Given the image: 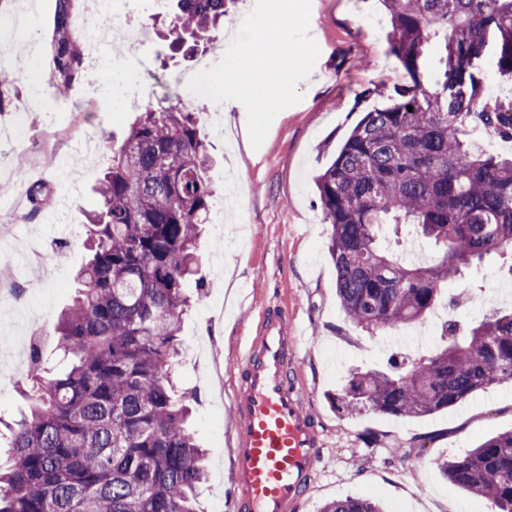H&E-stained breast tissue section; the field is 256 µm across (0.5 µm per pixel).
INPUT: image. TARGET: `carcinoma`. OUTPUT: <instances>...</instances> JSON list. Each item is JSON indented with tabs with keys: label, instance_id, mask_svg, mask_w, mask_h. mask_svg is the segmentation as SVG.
<instances>
[{
	"label": "carcinoma",
	"instance_id": "obj_1",
	"mask_svg": "<svg viewBox=\"0 0 512 512\" xmlns=\"http://www.w3.org/2000/svg\"><path fill=\"white\" fill-rule=\"evenodd\" d=\"M238 0H160L176 50L209 43ZM391 51L411 84L365 113L316 176L336 292L346 317L371 334L423 323L448 284L512 248V154L475 146L472 129L512 143V100L484 95L474 62L493 50L512 77V0H381ZM75 0H56L51 78L67 89L85 61L70 24ZM445 37L441 89L421 82L431 37ZM413 111H408V107ZM200 111L168 99L148 105L111 159L85 225L92 255L53 335L66 368L29 350V410L9 427L0 461V512H197L206 480L190 427L195 390L176 381L179 338L197 274V241L214 191ZM31 214L52 190L28 188ZM406 233L440 248L432 265L406 263L389 239ZM427 358L392 356L353 372L334 396L343 413L419 418L487 386L512 381V308L448 324ZM446 479L512 512V431L442 463ZM321 512H385L345 497Z\"/></svg>",
	"mask_w": 512,
	"mask_h": 512
}]
</instances>
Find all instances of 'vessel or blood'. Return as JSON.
I'll return each instance as SVG.
<instances>
[{
    "instance_id": "vessel-or-blood-1",
    "label": "vessel or blood",
    "mask_w": 512,
    "mask_h": 512,
    "mask_svg": "<svg viewBox=\"0 0 512 512\" xmlns=\"http://www.w3.org/2000/svg\"><path fill=\"white\" fill-rule=\"evenodd\" d=\"M299 353L294 322L267 311L234 367V512H294L314 476L322 443L297 380Z\"/></svg>"
}]
</instances>
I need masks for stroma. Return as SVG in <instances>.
<instances>
[{
	"instance_id": "stroma-1",
	"label": "stroma",
	"mask_w": 512,
	"mask_h": 512,
	"mask_svg": "<svg viewBox=\"0 0 512 512\" xmlns=\"http://www.w3.org/2000/svg\"><path fill=\"white\" fill-rule=\"evenodd\" d=\"M119 20L127 30L122 57L111 65L122 70L135 104L117 112L104 108L105 96L84 70L68 96L52 81L42 87L55 109L26 111V72L46 57L55 0H0V72L12 74L15 95L0 112V252L11 257L13 280L0 287V418L24 409L22 396L28 364L27 328L51 330L74 294V275L85 263L83 226L98 207L95 186L110 151L84 153L85 139L103 133L122 141L136 113L161 98L193 59L172 57L166 41L146 19L155 0H126ZM389 18L379 0H311L310 33L320 56L298 85L299 103L274 118L260 147H253L247 111L224 102L238 131L237 141L204 132L213 163L207 177L215 189L214 207L224 221L208 225L200 240L198 273L208 285L202 301L183 315L184 351L177 368L181 386L197 389L201 403L193 431L209 451L204 512L228 503L233 492L225 448L233 435L228 399L212 383L216 364L230 365L245 352L260 312L279 307L307 331L313 348L298 366L306 404L318 424L323 446L316 479L296 512H319L334 499L375 496L388 512H422L434 502L440 512H493L486 499L469 496L443 478L439 463L483 440L512 430V384L488 386L448 410L420 418H395L372 412L344 414L331 404L353 371L384 363L380 336L349 322L336 293V269L327 251L329 227L322 220L313 177L337 154L345 136L365 112L383 106L410 79L390 53ZM146 53L153 73L127 67L128 57ZM88 120L72 122L71 111ZM25 140H18L17 122ZM51 184V203L30 215L23 185ZM501 260L491 256L477 271L449 284L453 309L436 304L429 316L435 351L448 316L473 320L498 302L507 283Z\"/></svg>"
}]
</instances>
